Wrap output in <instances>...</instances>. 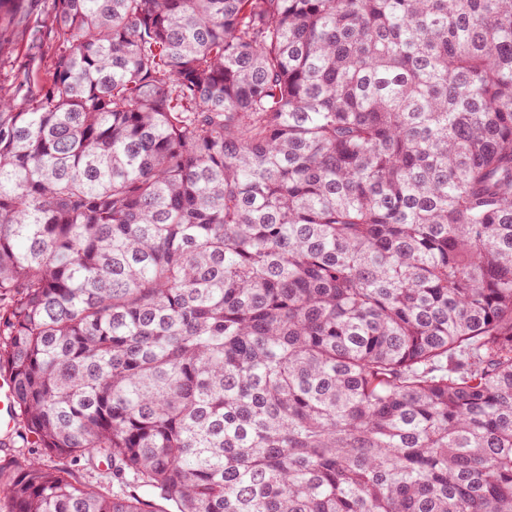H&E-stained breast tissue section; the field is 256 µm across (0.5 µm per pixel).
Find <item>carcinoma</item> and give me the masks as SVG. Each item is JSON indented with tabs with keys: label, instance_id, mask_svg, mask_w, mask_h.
Instances as JSON below:
<instances>
[{
	"label": "carcinoma",
	"instance_id": "obj_1",
	"mask_svg": "<svg viewBox=\"0 0 512 512\" xmlns=\"http://www.w3.org/2000/svg\"><path fill=\"white\" fill-rule=\"evenodd\" d=\"M0 86L3 512H512V0H54ZM25 89L21 104L15 95ZM15 423V411L13 405L12 387L4 377L0 380V431L6 428L10 433ZM41 457L39 448H33L23 437L22 426L16 421L11 435H0V466L10 471L29 459ZM49 465L72 471L82 481L112 486V469L107 470L106 466L97 468L96 465L88 463L85 459L74 462L70 458H52L49 460Z\"/></svg>",
	"mask_w": 512,
	"mask_h": 512
}]
</instances>
